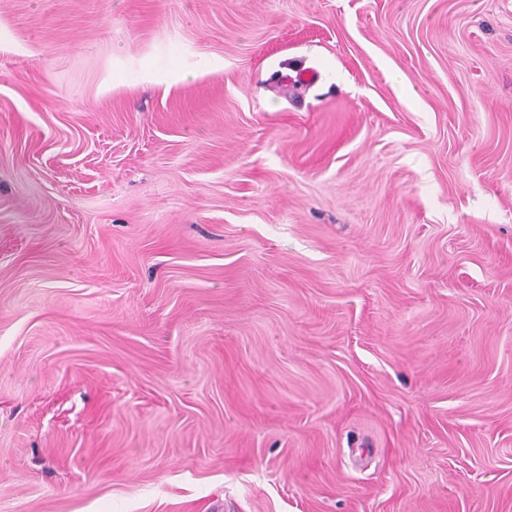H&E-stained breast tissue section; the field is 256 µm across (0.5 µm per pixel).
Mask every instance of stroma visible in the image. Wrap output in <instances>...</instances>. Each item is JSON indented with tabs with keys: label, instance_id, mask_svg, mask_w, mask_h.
Instances as JSON below:
<instances>
[{
	"label": "stroma",
	"instance_id": "35a3bbf8",
	"mask_svg": "<svg viewBox=\"0 0 512 512\" xmlns=\"http://www.w3.org/2000/svg\"><path fill=\"white\" fill-rule=\"evenodd\" d=\"M0 512H512V0H0ZM187 77L188 75L181 69L180 64L175 59L168 61L163 66L145 68L139 73V79L146 83L178 82L185 80Z\"/></svg>",
	"mask_w": 512,
	"mask_h": 512
}]
</instances>
